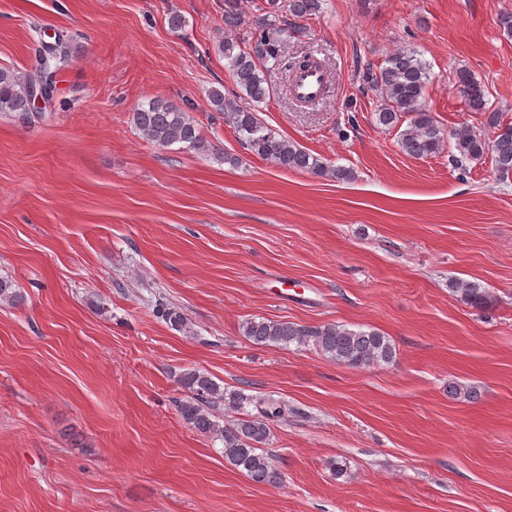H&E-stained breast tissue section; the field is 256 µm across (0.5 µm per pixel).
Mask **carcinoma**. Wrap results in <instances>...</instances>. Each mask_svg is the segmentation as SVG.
I'll list each match as a JSON object with an SVG mask.
<instances>
[{
    "label": "carcinoma",
    "mask_w": 512,
    "mask_h": 512,
    "mask_svg": "<svg viewBox=\"0 0 512 512\" xmlns=\"http://www.w3.org/2000/svg\"><path fill=\"white\" fill-rule=\"evenodd\" d=\"M255 26L241 36L219 41L218 50L228 61L236 84L243 92L240 100L224 97L214 88L208 93L212 110L224 114V121L234 129L239 141L258 157L284 170L310 172L338 181L354 179L352 170L330 166L298 145L280 136L258 116L256 105L272 93L268 81L271 71L288 73L309 65L310 56L289 60L284 46L293 32L294 20L307 19L321 10V0H264ZM244 20L237 0L224 2V29L241 31ZM41 67L22 72L0 67V114L33 117L29 105L34 88L42 83L55 84L57 71L68 61L70 39L64 31L54 33L53 41H39ZM364 81L378 93L380 106L376 122L385 129H398L401 149L416 159L432 158L450 147L452 165L466 170L467 163L492 155L500 180L512 178V122L505 113L489 105L487 90L469 71L457 69L454 81L467 106L484 115V126L495 130L489 140L476 128L461 124L450 134L438 125L426 108L424 97L429 82L426 63L408 49L395 50L385 65L367 70ZM131 121L142 138L151 144L168 148L207 152L210 143L200 125L184 110L161 101L140 104L132 112ZM452 292L476 309L490 306L489 291L475 282L453 281ZM25 300L20 289L8 279L0 278V303L19 306ZM157 315L170 326L190 332L189 319L177 308L161 306ZM243 334L256 345L311 347L330 360L352 368H366L390 362L395 355L390 339L383 334L362 329L354 330L340 323L306 326L294 322L270 319H249ZM184 397L178 401V411L191 429L201 435L221 440L224 461L256 484L273 485L280 479L270 454L264 450L271 436L270 422L282 418L285 410L275 400H258L242 390H226L211 375L191 369L178 377ZM252 405L258 413L245 407ZM238 414L230 424H224L216 414L218 408Z\"/></svg>",
    "instance_id": "cac0c4a2"
}]
</instances>
